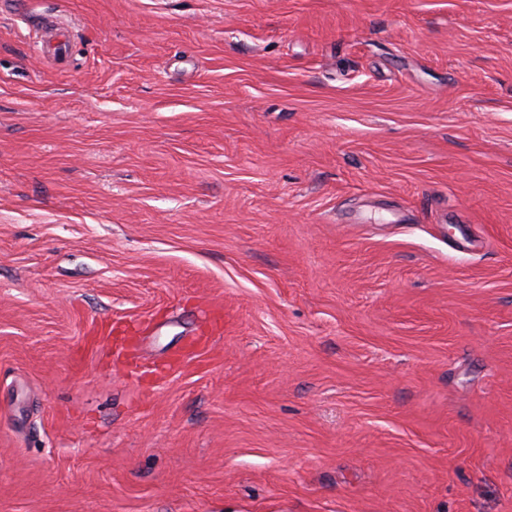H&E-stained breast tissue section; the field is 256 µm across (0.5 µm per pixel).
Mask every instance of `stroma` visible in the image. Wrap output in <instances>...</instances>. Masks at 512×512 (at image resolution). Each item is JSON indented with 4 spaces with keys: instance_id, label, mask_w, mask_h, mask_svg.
I'll use <instances>...</instances> for the list:
<instances>
[{
    "instance_id": "obj_1",
    "label": "stroma",
    "mask_w": 512,
    "mask_h": 512,
    "mask_svg": "<svg viewBox=\"0 0 512 512\" xmlns=\"http://www.w3.org/2000/svg\"><path fill=\"white\" fill-rule=\"evenodd\" d=\"M0 512H512V0H0Z\"/></svg>"
}]
</instances>
